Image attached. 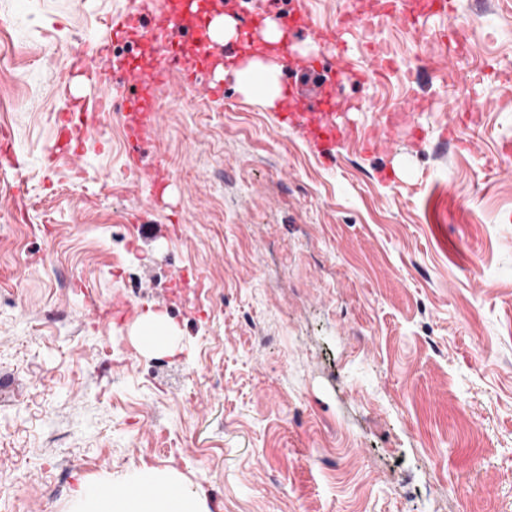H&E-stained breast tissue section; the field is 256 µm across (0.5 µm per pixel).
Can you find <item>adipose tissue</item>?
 Segmentation results:
<instances>
[{
	"mask_svg": "<svg viewBox=\"0 0 512 512\" xmlns=\"http://www.w3.org/2000/svg\"><path fill=\"white\" fill-rule=\"evenodd\" d=\"M281 67L274 60L247 59L234 76L240 92L274 105L281 95ZM80 499L82 512H203V499L171 471L141 468L122 489L90 486Z\"/></svg>",
	"mask_w": 512,
	"mask_h": 512,
	"instance_id": "1",
	"label": "adipose tissue"
}]
</instances>
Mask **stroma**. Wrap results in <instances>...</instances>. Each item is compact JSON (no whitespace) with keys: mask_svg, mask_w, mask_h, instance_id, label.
Returning <instances> with one entry per match:
<instances>
[{"mask_svg":"<svg viewBox=\"0 0 512 512\" xmlns=\"http://www.w3.org/2000/svg\"><path fill=\"white\" fill-rule=\"evenodd\" d=\"M131 2L0 0L17 159L0 166V512H76L85 486L144 466L208 512H512V0H452L458 52L383 0H224L308 12L295 85L332 54L367 68L363 44L315 34L349 11L399 68L345 83L361 109L329 161L233 77L215 99L172 71L145 142L168 184L148 233L115 116L80 173L48 159L64 57ZM410 95L393 148L363 150ZM182 272L201 287H174ZM117 295L170 319L169 350L142 351L134 319L94 321Z\"/></svg>","mask_w":512,"mask_h":512,"instance_id":"35a3bbf8","label":"stroma"}]
</instances>
